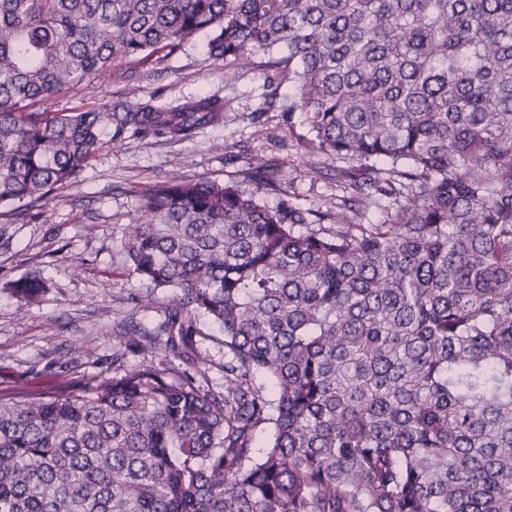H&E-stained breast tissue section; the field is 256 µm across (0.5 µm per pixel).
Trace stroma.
<instances>
[{"instance_id": "obj_1", "label": "stroma", "mask_w": 512, "mask_h": 512, "mask_svg": "<svg viewBox=\"0 0 512 512\" xmlns=\"http://www.w3.org/2000/svg\"><path fill=\"white\" fill-rule=\"evenodd\" d=\"M209 33H199L170 54L149 63H128L111 75L39 103L43 112L94 107L135 112L151 104L173 108L201 97L227 102L222 122L201 127L186 140L126 136L112 144V129L78 183L53 192L38 218L0 217V389L34 382L73 383L115 367L140 364L142 355L122 333L124 323L153 333L174 294L161 288L155 303L139 309L146 286L125 269L119 253L124 229L136 217L139 198L170 172L189 180L241 179L254 157L285 171L302 204L335 201L341 189L337 163L322 161L311 171L301 148L306 114L288 111V89L263 98L275 73L263 65L226 75L208 60ZM37 275L49 288L40 303L26 306L10 293L11 282ZM195 344L209 363L213 387L224 382V345L217 325L202 321Z\"/></svg>"}]
</instances>
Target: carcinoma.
<instances>
[{"mask_svg": "<svg viewBox=\"0 0 512 512\" xmlns=\"http://www.w3.org/2000/svg\"><path fill=\"white\" fill-rule=\"evenodd\" d=\"M203 30L227 70L282 52L346 196L304 208L261 159L253 189L154 184L121 256L141 306L175 293L162 353L133 325L136 367L1 390L0 512H512V0H0V210L77 183L111 125L221 122L211 97L35 109ZM200 328L205 336H195L194 344L198 352L207 359L212 385L215 390H219L224 383V336L217 325L206 319H202Z\"/></svg>", "mask_w": 512, "mask_h": 512, "instance_id": "cac0c4a2", "label": "carcinoma"}]
</instances>
